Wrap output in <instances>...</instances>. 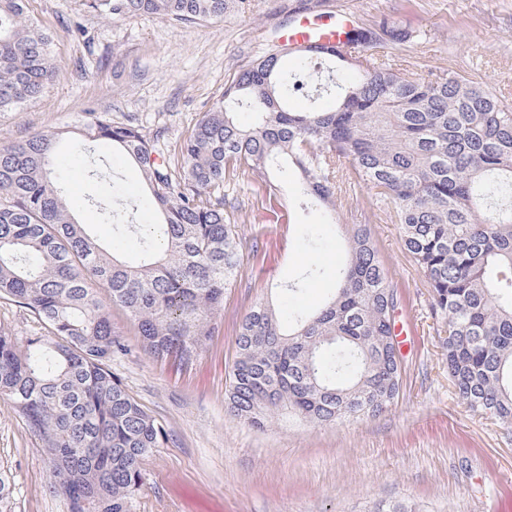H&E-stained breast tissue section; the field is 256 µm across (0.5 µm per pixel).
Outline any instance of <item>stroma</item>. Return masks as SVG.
Segmentation results:
<instances>
[{"mask_svg":"<svg viewBox=\"0 0 512 512\" xmlns=\"http://www.w3.org/2000/svg\"><path fill=\"white\" fill-rule=\"evenodd\" d=\"M284 2L259 0L251 15L179 26L156 16L112 22L82 0H28V15L55 36L52 52L62 73L39 101L0 113V144L104 118L139 126L165 154L177 153L225 82L262 52ZM326 7L351 11L362 22L386 17L411 31L408 42L380 48L406 77L458 72L512 103V0H326ZM76 21L89 41L71 35ZM54 170L79 223L93 225L115 253L136 260L140 227L158 220L137 166L110 145L65 141ZM278 179L282 207L293 215L288 224L255 207L250 183L226 189L241 267L202 360L182 372L157 362L121 311L112 313L125 349L111 369L169 437L144 462L132 512H376L398 501L417 512H486L491 501L512 500V431L458 399L426 279L404 250L398 224L364 195L342 210L340 224L371 225L400 293L399 314L414 346L403 355L398 399L379 416L327 425L277 415L256 430L227 414L235 331L255 302L271 298L286 317L315 307L336 285L340 224L304 207L291 168L281 167ZM101 199L126 208L129 230L105 224ZM0 470L11 481L0 512H71L41 442L4 396Z\"/></svg>","mask_w":512,"mask_h":512,"instance_id":"stroma-1","label":"stroma"}]
</instances>
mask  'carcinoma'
<instances>
[{"label":"carcinoma","instance_id":"1","mask_svg":"<svg viewBox=\"0 0 512 512\" xmlns=\"http://www.w3.org/2000/svg\"><path fill=\"white\" fill-rule=\"evenodd\" d=\"M104 19L154 15L200 25L243 15L254 0H85ZM27 0H0V113L40 96L60 68L53 36ZM404 43L386 18L359 25L349 43L300 55L272 41L224 84L183 141L179 159L130 124L97 119L82 136L123 151L139 168L160 223L144 233L138 263L111 254L76 221L54 175L56 132L0 145V299L32 314L40 331L20 342L0 327V396L23 413L72 512H132L142 464L167 440L163 423L112 373L123 349L122 311L158 361L194 365L218 332L224 295L240 265L224 185L251 181L261 203H279L274 170L298 175L304 201L331 222L361 191L399 225L404 249L432 291L448 333L455 392L472 411L512 428V104L466 75L410 80L397 64L365 55ZM322 84L332 104L289 99ZM242 110L254 114L238 124ZM345 259L331 296L288 320L256 303L235 335L227 411L257 429L275 414L311 423L375 416L399 397V299L371 225L344 224Z\"/></svg>","mask_w":512,"mask_h":512}]
</instances>
